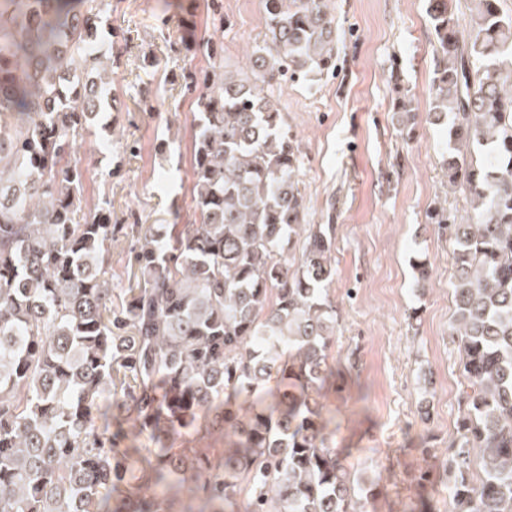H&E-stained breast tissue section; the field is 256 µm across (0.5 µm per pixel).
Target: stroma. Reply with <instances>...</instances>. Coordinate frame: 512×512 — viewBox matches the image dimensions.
Segmentation results:
<instances>
[{
  "mask_svg": "<svg viewBox=\"0 0 512 512\" xmlns=\"http://www.w3.org/2000/svg\"><path fill=\"white\" fill-rule=\"evenodd\" d=\"M335 16L332 72L275 87L299 142V188L306 219L336 227L331 298L338 326L332 351L339 392L336 445L382 493L368 512H452L448 497L416 478L423 447L443 454L457 437L460 348L452 336L454 245L427 221L435 203L459 213L467 194L441 168V126L428 116L435 37L427 0H330ZM110 22L126 37L112 69L108 128L79 140L83 202H112L121 224L194 218L190 166L197 110L181 89L187 71L209 59L186 50L184 25L224 47L227 70L246 67L263 42V0H112ZM158 67L145 72L143 60ZM399 68L414 93L416 131L403 141L391 110L389 75ZM424 254L431 276L419 283L410 261ZM421 319L410 323L411 309Z\"/></svg>",
  "mask_w": 512,
  "mask_h": 512,
  "instance_id": "1",
  "label": "stroma"
}]
</instances>
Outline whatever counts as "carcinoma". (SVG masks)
Listing matches in <instances>:
<instances>
[{
  "mask_svg": "<svg viewBox=\"0 0 512 512\" xmlns=\"http://www.w3.org/2000/svg\"><path fill=\"white\" fill-rule=\"evenodd\" d=\"M111 6L0 0V512H366L378 479L343 462L323 403L334 228L305 223L299 146L268 94L331 68L327 0H264L243 77L205 41L212 70L184 84L198 220L140 227L118 302L108 255L126 225L109 199L83 210L77 147L112 109ZM456 7L428 0L429 113L471 211L427 218L455 244L466 389L457 447L417 482L439 469L455 512H512V15L469 0L463 32ZM412 100L394 84L393 111ZM214 433L224 447L192 445Z\"/></svg>",
  "mask_w": 512,
  "mask_h": 512,
  "instance_id": "carcinoma-1",
  "label": "carcinoma"
}]
</instances>
